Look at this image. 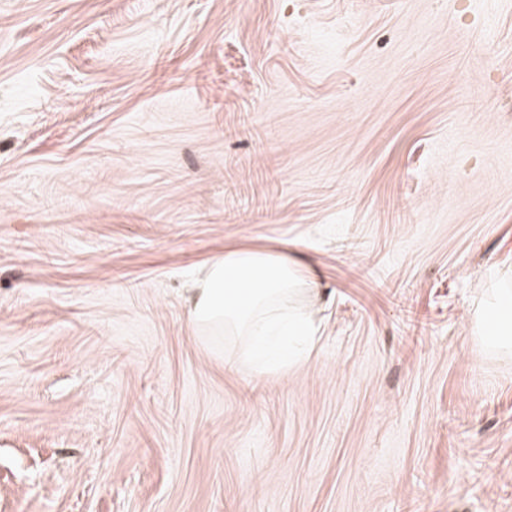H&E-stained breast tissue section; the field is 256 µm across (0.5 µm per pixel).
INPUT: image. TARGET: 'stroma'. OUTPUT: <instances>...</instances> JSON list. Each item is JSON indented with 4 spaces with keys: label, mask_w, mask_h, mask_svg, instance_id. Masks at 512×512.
Here are the masks:
<instances>
[{
    "label": "stroma",
    "mask_w": 512,
    "mask_h": 512,
    "mask_svg": "<svg viewBox=\"0 0 512 512\" xmlns=\"http://www.w3.org/2000/svg\"><path fill=\"white\" fill-rule=\"evenodd\" d=\"M316 278L261 374L214 258ZM512 0H0V512H512ZM494 291L493 299L482 308L481 313V326L490 347L512 341V290L495 285Z\"/></svg>",
    "instance_id": "obj_1"
}]
</instances>
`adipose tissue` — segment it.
<instances>
[{
	"label": "adipose tissue",
	"instance_id": "1",
	"mask_svg": "<svg viewBox=\"0 0 512 512\" xmlns=\"http://www.w3.org/2000/svg\"><path fill=\"white\" fill-rule=\"evenodd\" d=\"M314 284L301 264L280 251H229L196 279L188 318L198 329L250 337L257 368L284 371L292 355L280 345V337H300L310 348L319 340V325L292 303L302 287ZM481 324L488 346L512 343L511 289H496L482 309Z\"/></svg>",
	"mask_w": 512,
	"mask_h": 512
}]
</instances>
